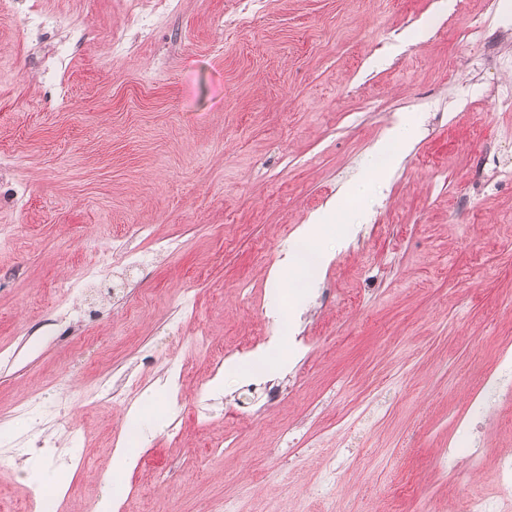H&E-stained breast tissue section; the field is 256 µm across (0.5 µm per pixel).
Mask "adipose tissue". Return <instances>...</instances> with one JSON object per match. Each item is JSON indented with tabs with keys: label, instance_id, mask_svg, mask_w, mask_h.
Segmentation results:
<instances>
[{
	"label": "adipose tissue",
	"instance_id": "adipose-tissue-1",
	"mask_svg": "<svg viewBox=\"0 0 512 512\" xmlns=\"http://www.w3.org/2000/svg\"><path fill=\"white\" fill-rule=\"evenodd\" d=\"M412 125L399 126L390 140L378 146L367 174L357 178L339 199L335 207L314 223L303 225L296 234V242L281 262L287 270L289 280H314L320 273L326 256L322 250V240L329 233L344 237L345 226L351 223L355 214L361 212L375 191V187L390 168L395 156L401 153L414 138Z\"/></svg>",
	"mask_w": 512,
	"mask_h": 512
}]
</instances>
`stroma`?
Listing matches in <instances>:
<instances>
[{
	"label": "stroma",
	"mask_w": 512,
	"mask_h": 512,
	"mask_svg": "<svg viewBox=\"0 0 512 512\" xmlns=\"http://www.w3.org/2000/svg\"><path fill=\"white\" fill-rule=\"evenodd\" d=\"M34 4L84 42L29 27ZM511 88L512 0H13L0 512L108 493L127 512H455L463 487L496 493L512 428L457 422L512 336ZM400 122L420 137L350 242H326L308 287L277 281ZM283 323L260 361L271 402L240 345ZM127 373L132 393L105 399ZM130 425L137 462L117 473ZM39 436L68 482L49 500L23 453ZM452 441L468 481L443 464Z\"/></svg>",
	"instance_id": "1"
}]
</instances>
